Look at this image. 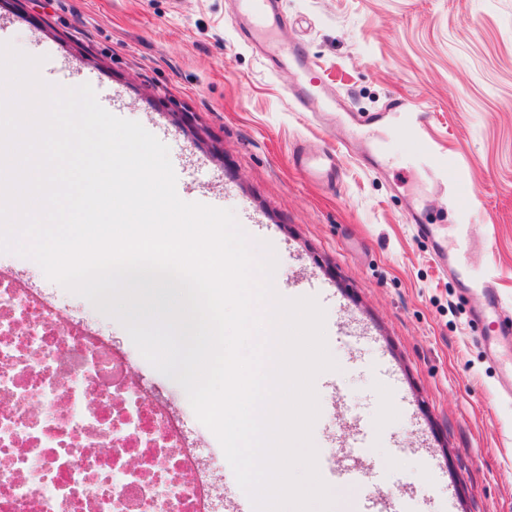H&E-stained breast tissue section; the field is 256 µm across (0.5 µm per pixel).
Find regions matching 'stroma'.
<instances>
[{"mask_svg": "<svg viewBox=\"0 0 512 512\" xmlns=\"http://www.w3.org/2000/svg\"><path fill=\"white\" fill-rule=\"evenodd\" d=\"M276 43L307 68L251 48L235 0H0L7 44L90 85L111 114L139 122L169 149L176 192L232 210L252 250L276 259L274 290L314 298L336 369L317 375L318 467L359 458L364 474L332 483V512H512V401L483 338L512 316V0H283ZM306 82L300 116L287 87ZM403 98L467 161L475 198L455 271L411 224L453 231L461 217L416 154L413 135L362 116ZM345 144L336 179L302 170ZM489 262L494 297L468 291L470 262ZM18 265L124 351L152 389L183 408L208 457L237 482L185 391L155 370L115 319Z\"/></svg>", "mask_w": 512, "mask_h": 512, "instance_id": "obj_1", "label": "stroma"}]
</instances>
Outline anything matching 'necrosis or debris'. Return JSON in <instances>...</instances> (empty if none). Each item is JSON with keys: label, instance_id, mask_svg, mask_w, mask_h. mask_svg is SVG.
Listing matches in <instances>:
<instances>
[{"label": "necrosis or debris", "instance_id": "4bbe7bcc", "mask_svg": "<svg viewBox=\"0 0 512 512\" xmlns=\"http://www.w3.org/2000/svg\"><path fill=\"white\" fill-rule=\"evenodd\" d=\"M65 317L0 276V512H224L181 417Z\"/></svg>", "mask_w": 512, "mask_h": 512}]
</instances>
